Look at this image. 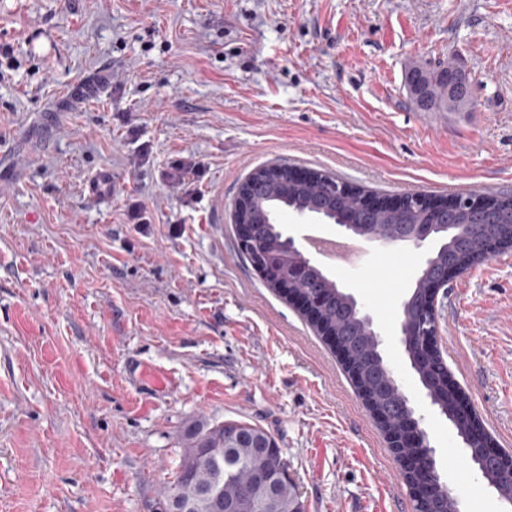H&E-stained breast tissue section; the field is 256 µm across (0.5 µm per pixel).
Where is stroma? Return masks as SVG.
I'll use <instances>...</instances> for the list:
<instances>
[{
	"label": "stroma",
	"mask_w": 512,
	"mask_h": 512,
	"mask_svg": "<svg viewBox=\"0 0 512 512\" xmlns=\"http://www.w3.org/2000/svg\"><path fill=\"white\" fill-rule=\"evenodd\" d=\"M1 42L0 512H155L201 421L270 434L307 512H415L336 351L246 260L235 201L275 162L389 200L512 193V0H0ZM441 65L471 83L465 115L410 98L407 73ZM183 157L205 173L177 185ZM365 254L328 272L392 329L422 253ZM437 320L512 452V251L452 279ZM387 347L461 512H512L449 468L459 438Z\"/></svg>",
	"instance_id": "stroma-1"
}]
</instances>
